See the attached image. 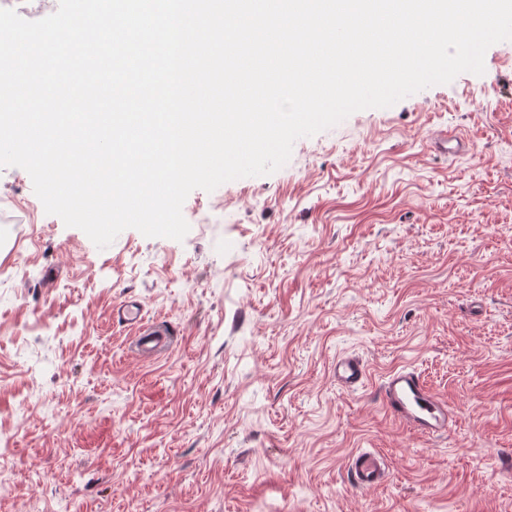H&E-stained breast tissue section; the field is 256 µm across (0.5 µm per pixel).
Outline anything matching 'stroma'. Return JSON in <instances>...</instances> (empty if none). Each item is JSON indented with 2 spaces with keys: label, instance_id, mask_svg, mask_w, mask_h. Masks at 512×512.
<instances>
[{
  "label": "stroma",
  "instance_id": "1",
  "mask_svg": "<svg viewBox=\"0 0 512 512\" xmlns=\"http://www.w3.org/2000/svg\"><path fill=\"white\" fill-rule=\"evenodd\" d=\"M484 66L192 191L180 241L97 249L0 167V512H512V40ZM402 367L450 434L386 412ZM362 448L384 486H352ZM333 375L340 386L348 390H354L363 385L368 370L359 358L341 356L334 363Z\"/></svg>",
  "mask_w": 512,
  "mask_h": 512
}]
</instances>
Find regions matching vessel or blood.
<instances>
[{
	"instance_id": "vessel-or-blood-1",
	"label": "vessel or blood",
	"mask_w": 512,
	"mask_h": 512,
	"mask_svg": "<svg viewBox=\"0 0 512 512\" xmlns=\"http://www.w3.org/2000/svg\"><path fill=\"white\" fill-rule=\"evenodd\" d=\"M337 383L348 390L363 385L368 370L356 357H338L333 366ZM382 403L386 411L410 429L428 436H443L455 427V416L446 401L437 397L414 370L402 368L387 374ZM353 484L359 489L377 486L386 476V465L376 453L361 450L349 459Z\"/></svg>"
}]
</instances>
